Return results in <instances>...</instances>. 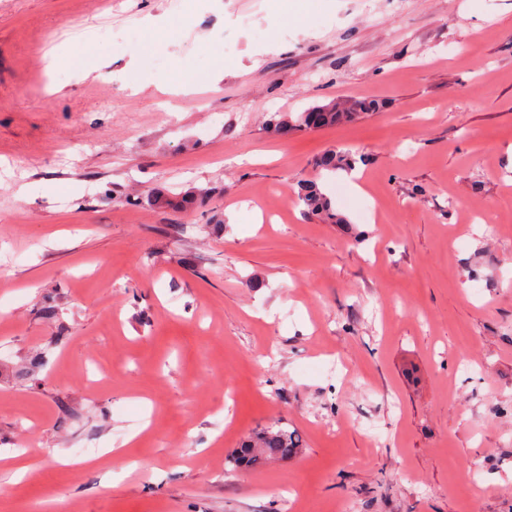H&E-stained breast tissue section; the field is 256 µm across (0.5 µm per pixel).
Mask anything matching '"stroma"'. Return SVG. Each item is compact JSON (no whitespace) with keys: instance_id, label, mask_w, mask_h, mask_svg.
Segmentation results:
<instances>
[{"instance_id":"1","label":"stroma","mask_w":512,"mask_h":512,"mask_svg":"<svg viewBox=\"0 0 512 512\" xmlns=\"http://www.w3.org/2000/svg\"><path fill=\"white\" fill-rule=\"evenodd\" d=\"M94 3L0 0V512H512V0ZM379 108L378 104L374 101L361 102L352 105L350 112H339L336 104L317 105L312 107L306 112H301L295 119L285 116H275L270 120L274 130L281 134H288V131L295 129H311L317 128L311 126V115L317 109H327V112H322L321 122L318 127L339 124L341 122L353 121L360 116V114H367L374 112ZM270 124V125H271ZM351 150L330 149L327 150L315 163L316 167L336 171L351 172L355 169L357 159ZM298 200L302 202L311 213L336 222V215L332 212L330 199L323 194L315 184L306 183L303 185ZM301 441L295 431L273 423L256 431L236 448L230 458L236 468L256 467L268 457L288 460L298 453Z\"/></svg>"}]
</instances>
